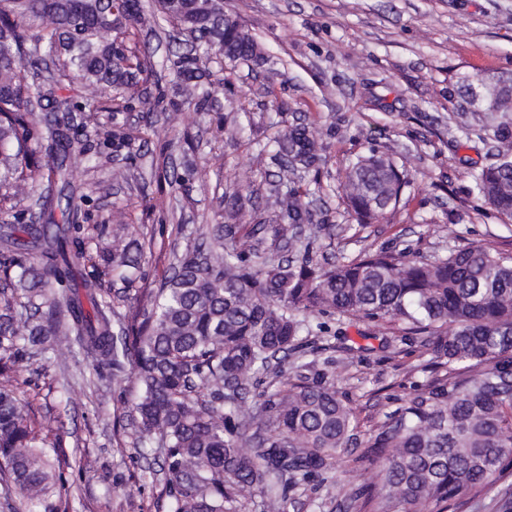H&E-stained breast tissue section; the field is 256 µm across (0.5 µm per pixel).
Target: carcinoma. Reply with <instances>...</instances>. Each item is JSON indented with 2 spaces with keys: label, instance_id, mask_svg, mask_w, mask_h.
<instances>
[{
  "label": "carcinoma",
  "instance_id": "obj_1",
  "mask_svg": "<svg viewBox=\"0 0 512 512\" xmlns=\"http://www.w3.org/2000/svg\"><path fill=\"white\" fill-rule=\"evenodd\" d=\"M157 2L195 41L173 62L181 97L209 103L200 65L213 50L232 66L260 60L249 31L224 20L223 0ZM158 26L138 0H0V265L11 291L0 298V482L58 512L53 498L67 479L24 411L30 380L13 372L65 346L114 376L131 367L140 452L162 459L170 512H286L291 493L314 480L333 493L339 454L355 440L353 411L315 362L296 358L286 378L281 357L325 332L306 315L337 313L404 325L445 369L412 383L385 414L359 456L378 464V480L356 489L349 507L448 512L486 498L512 474V253L471 244L422 261L382 249L326 266L309 240L279 258L314 224L288 186V174L323 161L310 126L283 120L272 138L282 172L266 207L277 223L242 234L206 225L201 242L175 256L178 274L140 296L133 322L123 324L98 276L82 271L74 162L91 161V149L67 130H36V113L151 107L140 89L150 52L137 35ZM491 130L497 161L474 175L475 188L511 218L508 102ZM406 184L393 158L372 150L349 165L347 208L370 224L396 208ZM261 232L271 237L263 250ZM127 235L126 224L112 229L114 268L138 266Z\"/></svg>",
  "mask_w": 512,
  "mask_h": 512
}]
</instances>
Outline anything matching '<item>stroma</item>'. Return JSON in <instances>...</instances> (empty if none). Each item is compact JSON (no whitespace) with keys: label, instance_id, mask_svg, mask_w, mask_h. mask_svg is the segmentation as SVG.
<instances>
[{"label":"stroma","instance_id":"obj_1","mask_svg":"<svg viewBox=\"0 0 512 512\" xmlns=\"http://www.w3.org/2000/svg\"><path fill=\"white\" fill-rule=\"evenodd\" d=\"M224 11L269 61L228 75L222 57L210 55L212 107L178 97L172 70L158 65L146 85L152 109L75 120L96 155L78 174L87 267L111 253L114 224L130 225L141 252L135 290L112 272L102 276L123 319L135 318V291L159 287L172 254L192 245L199 225L227 223L225 195L240 199L238 223L270 221L265 200L279 166L259 146L282 119L308 123L327 145L319 171L300 182L315 217L333 227L315 242L316 260L387 248L426 261L468 243L512 252V220L474 188L495 148L462 97L470 81L512 78V0H224ZM228 124L234 133H225ZM122 126L156 134L147 146L118 150L112 132ZM372 149L403 164L408 183L395 211L362 227L347 210L343 184L350 159ZM189 158L198 167L192 182L163 178ZM118 169L126 180L113 179ZM175 219L185 226L178 237L165 229ZM329 324L306 358L327 362L364 440L411 382L430 379L429 356L397 326L351 315ZM17 372L36 381L24 394L29 414L60 437L68 512H168L160 462L134 448L132 374L100 377L91 359L67 353L58 363L30 357ZM359 453L342 452L333 498L312 482L295 491L289 512H345L350 494L378 473L358 462Z\"/></svg>","mask_w":512,"mask_h":512}]
</instances>
